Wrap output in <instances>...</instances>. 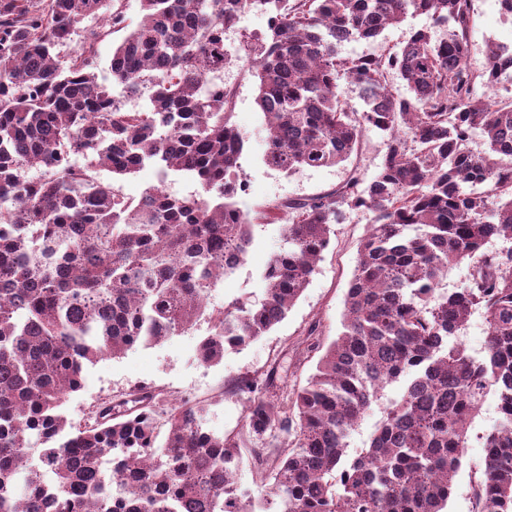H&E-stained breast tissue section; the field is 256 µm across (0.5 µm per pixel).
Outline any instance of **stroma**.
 I'll return each mask as SVG.
<instances>
[{
    "label": "stroma",
    "instance_id": "35a3bbf8",
    "mask_svg": "<svg viewBox=\"0 0 512 512\" xmlns=\"http://www.w3.org/2000/svg\"><path fill=\"white\" fill-rule=\"evenodd\" d=\"M472 6L468 65L479 73L484 70L492 48L512 49V22L502 16L499 0H473ZM419 29L430 30L436 40L445 34L444 29L435 26L428 16L417 15L400 25L388 27L377 39L342 44L340 54L344 57L381 56L403 45ZM225 83L235 90L232 121L249 137L242 169L250 191L240 200L243 210H252L285 197H310L327 192L341 184L354 168L361 171L364 180L376 176L385 149L382 135L373 129L364 130L358 150L348 162L304 168L289 175L267 168L261 161L265 131L255 101V80L247 70L234 65L227 72ZM122 185L125 196L134 200L154 187L168 189L178 197L193 194L197 189L196 183L183 174L163 173L150 165L123 178ZM370 220L367 211H346L307 288L286 318L266 335L242 350L226 352L220 364L206 366L195 358L197 343L208 328L207 322L203 321L191 332L101 360L88 367L84 389L67 399L64 411L68 419L76 425L84 423L96 401L145 387L153 393L163 394L168 401L184 398L202 401L206 408V426L214 433L242 430L243 400L235 391L236 380L245 374L263 375L275 365L288 386L305 383L315 362L307 358L303 350L304 334L315 324L322 339L329 341L335 337L348 283L358 261V244ZM254 237V244L239 272L220 282L215 289V305H223L235 298L252 301L262 296L265 288L262 272L270 256L282 244V225L278 222L258 225ZM499 418L497 398L488 395L473 421L472 439L457 476L456 492L448 501V512H471L470 482L481 472L484 460L480 436L492 430Z\"/></svg>",
    "mask_w": 512,
    "mask_h": 512
}]
</instances>
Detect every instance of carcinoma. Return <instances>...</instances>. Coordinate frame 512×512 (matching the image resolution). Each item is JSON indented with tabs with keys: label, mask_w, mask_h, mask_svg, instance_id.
Returning <instances> with one entry per match:
<instances>
[{
	"label": "carcinoma",
	"mask_w": 512,
	"mask_h": 512,
	"mask_svg": "<svg viewBox=\"0 0 512 512\" xmlns=\"http://www.w3.org/2000/svg\"><path fill=\"white\" fill-rule=\"evenodd\" d=\"M103 8L106 22L60 69L56 50ZM254 8L267 29L241 33L229 52L224 31ZM141 11L129 29L121 0H0V512H447L491 392L500 420L481 436L472 512H512V246L485 248L512 243V96L486 104L477 94L502 69L497 49L482 73L468 66L472 0H141ZM413 14L448 27L446 37L420 29L385 56L338 55L340 43ZM122 30L112 76L130 93L150 91L140 110L122 109L98 81L97 45ZM234 62L257 78L265 166L289 175L338 165L370 127L385 135L375 178L364 187L353 169L327 193L240 209L248 137L231 121L233 91L205 79ZM393 71L410 95L392 89ZM342 79L360 90L362 110L344 106ZM476 131L482 154L469 148ZM79 153L114 176L151 164L200 190L152 188L133 202L72 166ZM269 208L286 224L262 299L211 306L235 273L220 268L224 255L245 261ZM347 209L372 222L339 333L326 342L318 325L306 331L320 356L305 385L282 391L275 367L239 378L237 433L208 430L191 399L161 422L142 389L69 421L63 405L84 389L89 364L202 320L195 356L205 365L269 332ZM465 260L467 283L439 293ZM476 309L487 324L480 356L450 341ZM375 404L382 416L352 456L350 436ZM269 437L281 447H256ZM245 465L264 476L265 495L243 487Z\"/></svg>",
	"instance_id": "1"
}]
</instances>
